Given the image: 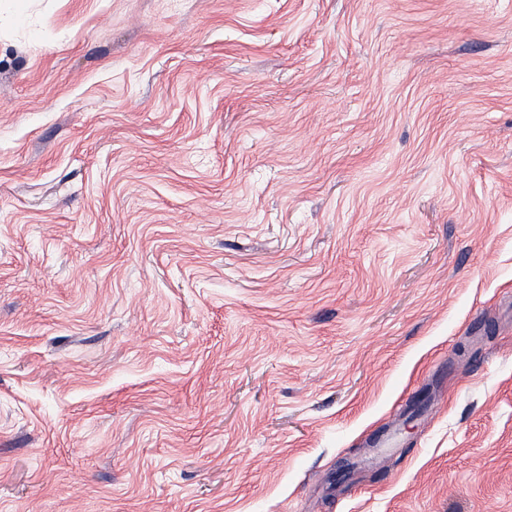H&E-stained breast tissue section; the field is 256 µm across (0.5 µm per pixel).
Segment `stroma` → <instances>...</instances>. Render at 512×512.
Returning a JSON list of instances; mask_svg holds the SVG:
<instances>
[{
  "instance_id": "1",
  "label": "stroma",
  "mask_w": 512,
  "mask_h": 512,
  "mask_svg": "<svg viewBox=\"0 0 512 512\" xmlns=\"http://www.w3.org/2000/svg\"><path fill=\"white\" fill-rule=\"evenodd\" d=\"M0 512H512V0H0Z\"/></svg>"
}]
</instances>
